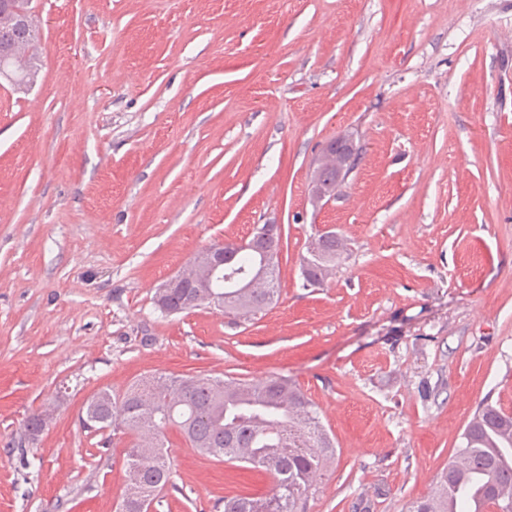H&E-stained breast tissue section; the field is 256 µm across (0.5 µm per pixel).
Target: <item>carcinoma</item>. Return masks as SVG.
<instances>
[{"instance_id":"carcinoma-1","label":"carcinoma","mask_w":512,"mask_h":512,"mask_svg":"<svg viewBox=\"0 0 512 512\" xmlns=\"http://www.w3.org/2000/svg\"><path fill=\"white\" fill-rule=\"evenodd\" d=\"M17 16L23 36L5 42L6 60L17 82L38 70L33 51L36 30ZM359 147L356 135L337 136L322 150L310 176L314 202L328 201L352 173ZM258 228L245 241L224 243L232 262L221 279L191 278L187 288H158L154 303L166 315L186 311L188 299L207 306L212 296L224 297V313L250 320L265 310L278 293L279 260L268 262L251 246ZM344 256V243L334 232L312 240L303 257L304 282L321 285ZM99 402H88L83 428L112 433L130 431L141 437L125 453L131 490L119 512H147L170 478V462L161 441L163 429H180L192 447L217 459L263 467L273 486L262 497L224 499V512H306L309 493L335 453L314 403L284 376L256 385L236 378L154 377L122 395L99 391ZM512 512V414L486 402L479 405L462 434V446L441 472L435 488L410 503L408 512Z\"/></svg>"}]
</instances>
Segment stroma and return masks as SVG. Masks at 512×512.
Returning a JSON list of instances; mask_svg holds the SVG:
<instances>
[{
    "mask_svg": "<svg viewBox=\"0 0 512 512\" xmlns=\"http://www.w3.org/2000/svg\"><path fill=\"white\" fill-rule=\"evenodd\" d=\"M41 68L0 77V512H116L134 434L101 389L288 377L336 446L308 512H407L479 404L512 413V0H31ZM360 151L312 204L325 143ZM278 224L279 294L248 322L156 288ZM347 248L304 287L308 239ZM44 412L37 441L24 422ZM154 512L260 497V467L165 432Z\"/></svg>",
    "mask_w": 512,
    "mask_h": 512,
    "instance_id": "35a3bbf8",
    "label": "stroma"
}]
</instances>
